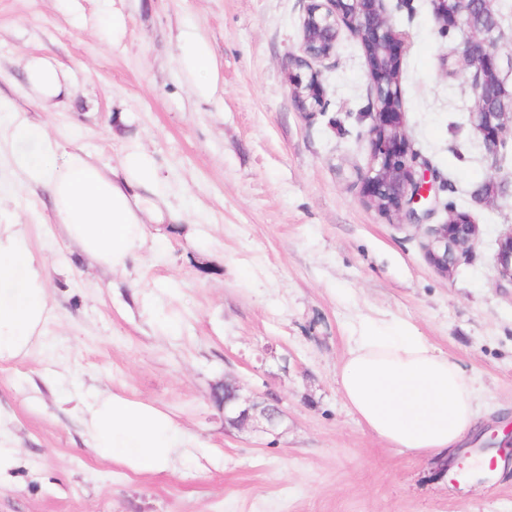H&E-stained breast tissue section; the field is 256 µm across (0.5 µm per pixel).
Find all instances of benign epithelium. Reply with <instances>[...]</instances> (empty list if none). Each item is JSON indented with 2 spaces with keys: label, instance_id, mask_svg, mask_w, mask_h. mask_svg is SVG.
I'll use <instances>...</instances> for the list:
<instances>
[{
  "label": "benign epithelium",
  "instance_id": "7a95c632",
  "mask_svg": "<svg viewBox=\"0 0 512 512\" xmlns=\"http://www.w3.org/2000/svg\"><path fill=\"white\" fill-rule=\"evenodd\" d=\"M461 2L463 8L455 11L448 9V0H431L432 12L440 28L458 34L455 53L470 72L475 95L471 121L495 160L505 140L512 139V120L506 119L512 95L505 88L497 47L499 17L493 0ZM343 27L376 54V67L369 68L374 97L365 113L370 119L369 162L358 175L362 201L400 225H427L423 248L434 269L448 278L472 256L480 225L468 211H450L445 222L429 223L436 213L437 176L410 149L403 109L383 105L387 98H401L400 84L389 79V72L401 70L402 55L401 35L390 23L385 0H309L300 54L290 56L285 67L294 104L309 116L326 112L329 101L315 65L333 55ZM495 261L499 282L512 285V227L499 235ZM212 398L224 410V422L233 427L261 421L272 432L284 415L266 400L241 397L230 381L214 387Z\"/></svg>",
  "mask_w": 512,
  "mask_h": 512
}]
</instances>
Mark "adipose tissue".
<instances>
[{
    "label": "adipose tissue",
    "instance_id": "obj_1",
    "mask_svg": "<svg viewBox=\"0 0 512 512\" xmlns=\"http://www.w3.org/2000/svg\"><path fill=\"white\" fill-rule=\"evenodd\" d=\"M68 69L29 57L23 92L43 108L73 94ZM0 130L11 142V164L24 183L50 194L68 236L98 263L126 269L145 245L144 226L165 220L167 184L152 157L128 152L104 170L89 156L63 150L46 128L0 101ZM47 269L23 225L0 224V361L28 353L49 313ZM344 398L374 434L418 453L462 445L476 430L473 381L403 321L360 323L339 372ZM89 445L136 473L168 469L193 447V435L151 404L108 391L82 401Z\"/></svg>",
    "mask_w": 512,
    "mask_h": 512
}]
</instances>
